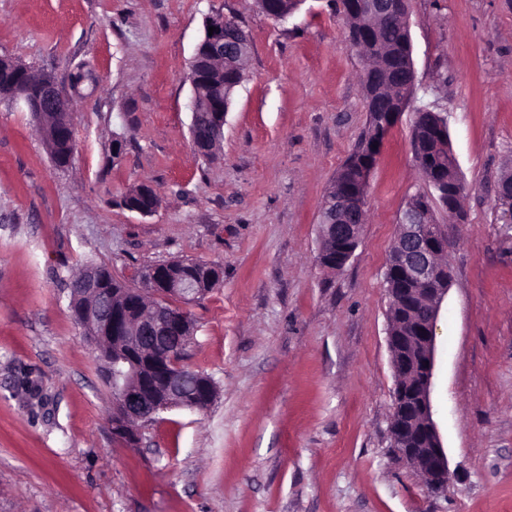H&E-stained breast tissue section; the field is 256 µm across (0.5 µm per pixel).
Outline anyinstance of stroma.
Instances as JSON below:
<instances>
[{
	"instance_id": "obj_1",
	"label": "stroma",
	"mask_w": 512,
	"mask_h": 512,
	"mask_svg": "<svg viewBox=\"0 0 512 512\" xmlns=\"http://www.w3.org/2000/svg\"><path fill=\"white\" fill-rule=\"evenodd\" d=\"M251 41L216 159L191 147L187 78L206 17ZM415 92L372 172L347 265L316 261L318 212L368 114L364 63L333 0L286 20L255 0H0V56L82 71L75 149L56 166L33 115L0 102V512H512V0H410ZM442 113L466 185L431 389L447 493L390 446L394 373L384 273L401 210L425 190L416 108ZM159 197L143 216L123 196ZM171 259L219 265L191 306L189 365L217 386L129 445L75 324L90 263L130 280ZM156 203H158V197L155 191L147 184H140L128 191L123 198L124 206L129 209L131 206L151 209ZM155 208L151 210H141L133 208L134 211L143 216H149L154 212Z\"/></svg>"
}]
</instances>
